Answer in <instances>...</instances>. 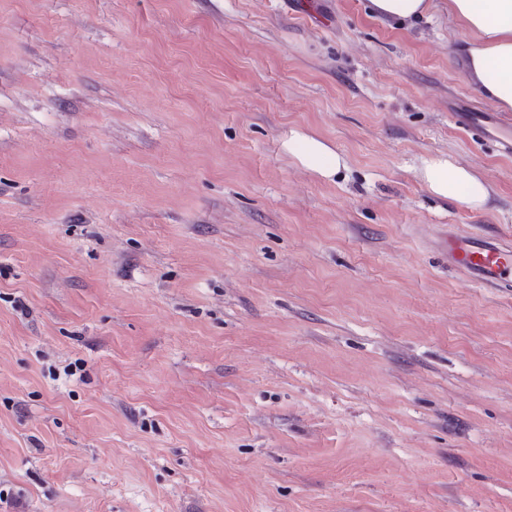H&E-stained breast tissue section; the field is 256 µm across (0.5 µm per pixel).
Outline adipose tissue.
<instances>
[{
  "label": "adipose tissue",
  "mask_w": 512,
  "mask_h": 512,
  "mask_svg": "<svg viewBox=\"0 0 512 512\" xmlns=\"http://www.w3.org/2000/svg\"><path fill=\"white\" fill-rule=\"evenodd\" d=\"M448 12L469 34L458 50L469 79L500 109L512 111V0H448ZM284 151L300 166L330 179L346 161L323 139L300 130L290 131ZM419 176L436 197L467 209H481L488 185L471 169L445 154L422 158Z\"/></svg>",
  "instance_id": "1"
}]
</instances>
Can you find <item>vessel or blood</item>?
Listing matches in <instances>:
<instances>
[{
    "label": "vessel or blood",
    "mask_w": 512,
    "mask_h": 512,
    "mask_svg": "<svg viewBox=\"0 0 512 512\" xmlns=\"http://www.w3.org/2000/svg\"><path fill=\"white\" fill-rule=\"evenodd\" d=\"M451 263L485 288L512 285V244L487 235L448 238Z\"/></svg>",
    "instance_id": "vessel-or-blood-1"
}]
</instances>
